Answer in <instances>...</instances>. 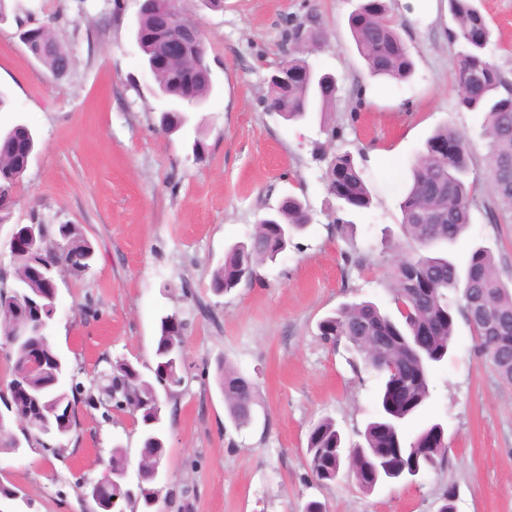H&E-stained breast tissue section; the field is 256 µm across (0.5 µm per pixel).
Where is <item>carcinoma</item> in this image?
I'll use <instances>...</instances> for the list:
<instances>
[{
  "label": "carcinoma",
  "instance_id": "1",
  "mask_svg": "<svg viewBox=\"0 0 512 512\" xmlns=\"http://www.w3.org/2000/svg\"><path fill=\"white\" fill-rule=\"evenodd\" d=\"M455 28L450 42L459 45L456 53V80L461 90L460 105L483 114V135L488 140V171L499 211H490L491 223L512 218V81L488 56L491 29L475 0H448ZM158 17L154 10L143 11L137 21V42L145 62L158 47ZM349 28L358 54L373 77L401 81L414 69L405 42L392 23L388 0H363L349 18ZM30 53L52 73L70 55L56 40L47 24L30 29ZM201 71L191 88L175 77L157 81L159 92L175 113L179 130L189 128L186 106L206 103L213 90L206 53L199 54ZM481 81V92L466 93L464 82ZM336 83L322 77L311 86H290L268 90L269 111L286 121L306 122L315 112H324L336 99ZM36 134L25 121H16L0 134V209L27 171V156L35 148ZM440 142H457L460 150L448 158H438L433 148ZM471 158L464 133L444 126L426 141L425 152L412 169V181L400 203L404 234L415 248L391 261L389 279L394 310L386 312L371 301L340 307L319 323L323 339L335 346L344 344L355 355L353 367L363 365L383 376L376 411L366 424L362 441L346 449L336 422L323 417L311 428L307 441V466L322 485L336 481L340 470L353 478L358 488L372 493L389 472L411 465L415 448L436 438L437 447L426 449L423 468L440 466L446 453L443 425L426 417L430 399L429 380L433 370L448 358L454 340L455 314L472 327L479 353L486 357L499 379L512 384V282L498 273L492 250L478 246L461 269L448 257L454 245L469 229L476 199L468 178ZM327 190L339 202V211L358 213L371 207L372 196L361 168L349 153L335 155L327 170ZM273 224L256 225L250 244L234 245L224 262L211 275L210 287L228 293L242 283L259 280L257 268L279 258L281 230L306 229L311 217L305 204L295 196L282 200L274 211ZM45 252L42 260L55 264L54 272L79 274L89 268L85 257L93 248L77 224L45 225ZM12 282L0 291V345L8 350L10 373L20 372L23 385L0 395L6 413L0 415V448L14 447L10 421L25 423L26 442L44 444L43 428L50 423L64 431L77 429L76 401L66 385L53 374L66 375V363L54 346L51 328L40 329L36 321L52 304L49 289L30 272L36 260L23 248L11 251ZM433 281L430 292L419 295L411 288L412 275ZM461 294V304L452 308L448 293ZM189 323L174 311L161 318L155 348L152 377H145L132 363L117 360L102 376L101 405L125 408L140 415V465L149 475L153 459L165 456L164 435L149 433L162 407V399H172L185 383V344ZM431 332V347L419 353L413 340ZM216 382L224 395L227 416L239 429L251 425L258 390L253 379L230 361L216 364ZM424 418L413 436H407L411 420ZM128 469L121 448L112 455L100 477V494L95 500L99 512H123L121 504H146L154 497L155 485L144 479L132 489L118 478Z\"/></svg>",
  "mask_w": 512,
  "mask_h": 512
}]
</instances>
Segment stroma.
Listing matches in <instances>:
<instances>
[{"label": "stroma", "mask_w": 512, "mask_h": 512, "mask_svg": "<svg viewBox=\"0 0 512 512\" xmlns=\"http://www.w3.org/2000/svg\"><path fill=\"white\" fill-rule=\"evenodd\" d=\"M361 0H185L202 29L214 91L192 112L190 135L159 130L154 95L135 40L140 0H8L0 19V91L10 100L0 128L22 118L38 134L34 156L0 213V268L11 265L8 236L40 220L77 224L94 261L81 275L60 272L52 336L85 392L125 359L154 364L161 317L177 311L191 328L186 381L162 408L166 439L161 512H301L318 500L326 512H438L454 489L457 512H512V385L498 379L456 319L453 350L430 377L431 416L448 438L437 469L412 485L362 493L347 477L320 485L306 464L309 431L332 417L345 443L359 441L381 382L355 370L351 354L321 339L319 322L343 304L389 306V258L405 252L399 203L427 138L443 125L470 140L476 204L467 237L452 257L466 264L475 246L492 249L512 279V220L490 223L495 197L481 114L460 107L454 21L448 0H390L414 62L402 83L369 76L353 43L350 14ZM492 29V60L512 80V0H476ZM50 25L72 67L54 77L21 41ZM303 25L320 40L307 59L336 78L323 120L292 123L267 111V78L292 52ZM204 151L194 155L191 137ZM360 156L373 203L353 235H336L326 171L331 156ZM288 195L309 208L308 230L260 279L225 295L210 288L225 251L248 242ZM359 252L366 267L347 265ZM259 387L251 427L229 421L218 389V359ZM79 427L60 447L0 448V482L21 491L29 512H95L79 480L99 479L114 447L136 473L141 425L125 410L103 416L78 405Z\"/></svg>", "instance_id": "obj_1"}]
</instances>
